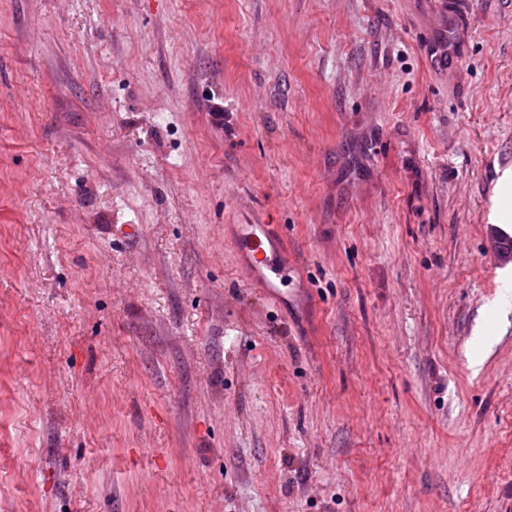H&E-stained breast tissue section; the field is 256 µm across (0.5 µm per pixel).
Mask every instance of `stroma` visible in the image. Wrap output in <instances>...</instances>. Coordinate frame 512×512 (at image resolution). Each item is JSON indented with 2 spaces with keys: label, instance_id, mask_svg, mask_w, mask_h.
<instances>
[{
  "label": "stroma",
  "instance_id": "stroma-1",
  "mask_svg": "<svg viewBox=\"0 0 512 512\" xmlns=\"http://www.w3.org/2000/svg\"><path fill=\"white\" fill-rule=\"evenodd\" d=\"M507 169L512 0H0V512H512ZM274 224H230L229 239L250 280L279 295L288 277V256Z\"/></svg>",
  "mask_w": 512,
  "mask_h": 512
}]
</instances>
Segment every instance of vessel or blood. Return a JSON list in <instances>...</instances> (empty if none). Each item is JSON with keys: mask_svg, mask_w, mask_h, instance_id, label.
<instances>
[{"mask_svg": "<svg viewBox=\"0 0 512 512\" xmlns=\"http://www.w3.org/2000/svg\"><path fill=\"white\" fill-rule=\"evenodd\" d=\"M229 239L250 280L264 292L279 293L288 275V256L272 224H235Z\"/></svg>", "mask_w": 512, "mask_h": 512, "instance_id": "obj_1", "label": "vessel or blood"}]
</instances>
